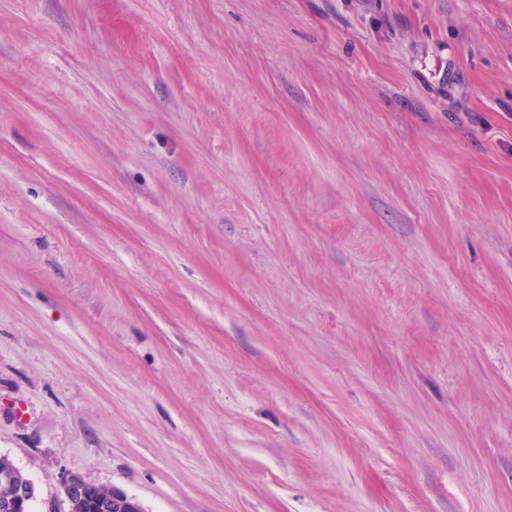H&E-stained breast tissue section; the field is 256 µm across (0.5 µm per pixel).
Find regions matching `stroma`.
I'll return each mask as SVG.
<instances>
[{"label": "stroma", "mask_w": 512, "mask_h": 512, "mask_svg": "<svg viewBox=\"0 0 512 512\" xmlns=\"http://www.w3.org/2000/svg\"><path fill=\"white\" fill-rule=\"evenodd\" d=\"M0 455L512 512V0H0Z\"/></svg>", "instance_id": "35a3bbf8"}]
</instances>
